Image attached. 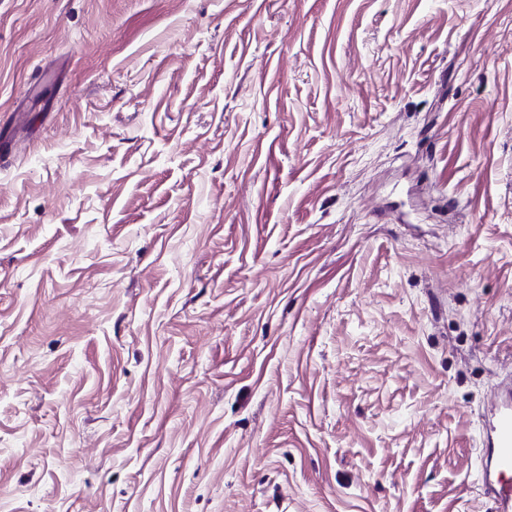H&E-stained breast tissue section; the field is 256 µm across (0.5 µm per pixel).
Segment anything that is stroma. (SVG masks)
Listing matches in <instances>:
<instances>
[{
	"label": "stroma",
	"mask_w": 512,
	"mask_h": 512,
	"mask_svg": "<svg viewBox=\"0 0 512 512\" xmlns=\"http://www.w3.org/2000/svg\"><path fill=\"white\" fill-rule=\"evenodd\" d=\"M512 0H0V512H495Z\"/></svg>",
	"instance_id": "stroma-1"
}]
</instances>
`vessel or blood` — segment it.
<instances>
[{"label": "vessel or blood", "instance_id": "obj_1", "mask_svg": "<svg viewBox=\"0 0 512 512\" xmlns=\"http://www.w3.org/2000/svg\"><path fill=\"white\" fill-rule=\"evenodd\" d=\"M485 466L476 483L494 499L496 512H512V397L502 398L488 424Z\"/></svg>", "mask_w": 512, "mask_h": 512}]
</instances>
